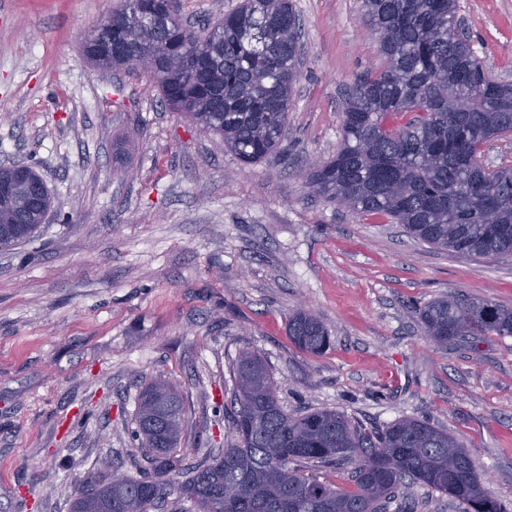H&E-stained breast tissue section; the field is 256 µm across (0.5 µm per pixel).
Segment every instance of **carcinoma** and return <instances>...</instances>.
<instances>
[{"label":"carcinoma","mask_w":512,"mask_h":512,"mask_svg":"<svg viewBox=\"0 0 512 512\" xmlns=\"http://www.w3.org/2000/svg\"><path fill=\"white\" fill-rule=\"evenodd\" d=\"M384 64L352 89L343 138L331 159L308 166L310 192L357 215H382L435 247L484 258L512 257V167L480 162L491 139L512 135V84L492 79L470 41L454 27L455 0H363ZM115 52L139 72L138 53L155 62L162 101L224 149L251 165L276 154L301 76L300 24L293 0H241L198 34L174 0H122L108 16ZM16 201L41 196L32 169L15 182ZM40 228L25 209L0 211V249ZM437 346L467 336H512V309L440 296L417 312ZM288 336L321 354L326 325L299 307ZM234 442L195 466L180 448L186 425L179 391L165 381L143 388L136 432L139 477L101 472L80 481L71 512H416L411 489L430 488L463 512H509L485 490V475L464 445L424 419L404 417L372 431L342 413H289L261 355L242 353L232 367ZM352 464L354 489L340 490L314 471Z\"/></svg>","instance_id":"carcinoma-1"}]
</instances>
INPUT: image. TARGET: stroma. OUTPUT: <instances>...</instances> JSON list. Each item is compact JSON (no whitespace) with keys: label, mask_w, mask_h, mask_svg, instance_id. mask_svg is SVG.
Masks as SVG:
<instances>
[{"label":"stroma","mask_w":512,"mask_h":512,"mask_svg":"<svg viewBox=\"0 0 512 512\" xmlns=\"http://www.w3.org/2000/svg\"><path fill=\"white\" fill-rule=\"evenodd\" d=\"M119 0H0V163L52 207L0 250V512H70L99 463L138 475L136 397L181 391L187 462L233 442L239 353L259 352L287 410L368 429L426 418L457 437L512 512V336L440 348L417 310L445 294L512 308V259L440 249L310 196L350 87L383 64L362 0H294L302 76L280 153L251 165L162 102L152 80L81 46ZM476 55L512 83V0H459ZM306 306L331 344L288 337ZM41 197L45 203L51 205V195L43 179L32 169L25 172L23 181L17 182L15 186L16 201L21 202L26 196Z\"/></svg>","instance_id":"35a3bbf8"}]
</instances>
